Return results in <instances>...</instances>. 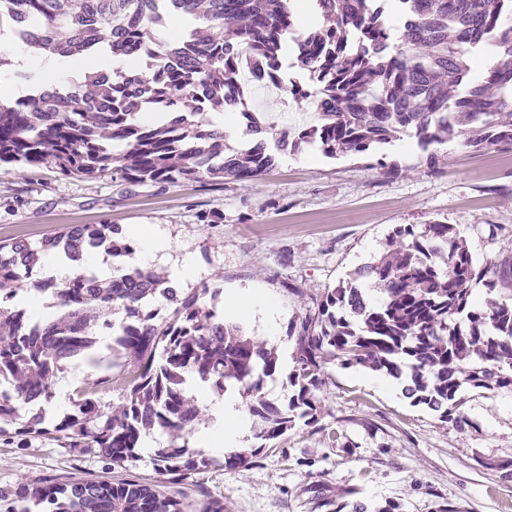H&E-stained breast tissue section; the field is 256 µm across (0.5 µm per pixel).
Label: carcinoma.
<instances>
[{
	"mask_svg": "<svg viewBox=\"0 0 512 512\" xmlns=\"http://www.w3.org/2000/svg\"><path fill=\"white\" fill-rule=\"evenodd\" d=\"M323 22L298 40L299 55L318 85L311 93L288 82L280 59L296 34L293 0H0V41L70 58L104 52L125 63L91 71L52 92L0 105V164L53 165L62 175L104 174L130 184L171 185L233 179L247 182L275 164L261 139L247 149L227 142L224 128L181 115L155 127L141 113L160 105L193 103L196 109L245 107L238 74L239 48L251 51L257 79L275 83L300 102L316 98L320 123L282 133L277 148L297 151L318 144L334 156L365 153L408 129L425 149L463 139L480 150L512 145V67H484L471 77L467 55L492 49L512 59V0H316ZM393 15L403 27L394 46ZM167 38L149 43L150 31ZM355 32L357 47L348 41ZM153 69L144 78L138 65ZM123 150L114 149V144ZM103 251L117 275L99 279L81 266ZM132 241L115 224H71L34 244L24 237L0 240V422L15 420L17 405L49 404L53 379L69 362H93L102 345L123 359L126 388L120 412L106 418L91 398L106 376L78 390L73 411L53 428L43 411L20 423L15 435L61 433L73 448L93 447L112 466L128 469L143 432L155 427L176 440L195 433L202 409L190 390L206 384L222 395L238 384L253 420L256 448L235 451L224 467L243 468L256 451L294 428L316 421L321 366L337 360L395 378L405 393L463 430V386L512 392V304L486 301L476 308L471 284L502 282L512 288V258L493 271L477 267L451 224L399 226L383 254L327 290L317 311L291 326L296 332L292 394L281 404L267 399L265 379L280 372L275 348L246 325L216 310L218 292L182 294L164 275L129 267ZM61 254L78 266L71 277L45 275L43 257ZM383 297L372 302L362 280ZM31 283L49 294L58 316L37 320L8 304ZM211 294L210 301L204 296ZM174 305L170 320L157 322L150 303ZM123 314L116 322L112 316ZM157 470L175 480L206 463L187 445L160 448ZM5 512H187L160 485L128 477L118 482L19 484Z\"/></svg>",
	"mask_w": 512,
	"mask_h": 512,
	"instance_id": "obj_1",
	"label": "carcinoma"
}]
</instances>
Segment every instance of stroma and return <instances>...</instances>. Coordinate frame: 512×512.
I'll list each match as a JSON object with an SVG mask.
<instances>
[{"mask_svg":"<svg viewBox=\"0 0 512 512\" xmlns=\"http://www.w3.org/2000/svg\"><path fill=\"white\" fill-rule=\"evenodd\" d=\"M248 113L278 133L318 123L314 100L289 103L286 96L262 98L245 89ZM438 162L429 166L428 153ZM217 211L218 224L202 222ZM454 225L478 266L512 256V149L487 145L474 150L453 139L421 149L404 133L366 154L328 156L316 146L276 155L275 166L251 181L181 182L166 187L129 186L111 176L65 177L49 164L35 169L0 165V239L31 242L70 224H115L126 237L150 235L168 245L150 267L162 274L194 263L184 292L220 287L218 311L227 297L249 295L259 303L238 317L251 333L275 346L281 372L267 381V398H288L294 366L292 323L316 310V299L347 274L383 252L388 236L406 224ZM277 308L269 321L266 304ZM98 369L70 363L58 373L55 396L43 414L53 427L72 409L78 386L96 380ZM317 421L297 425L246 468L226 469L211 455L207 467L187 472L165 492L201 512L210 501L228 512H315L323 494L342 512H437L453 503L460 512H512V480L487 462L512 458V393L464 388L473 429L461 432L402 393L399 381L363 367L323 365ZM338 430L341 444L327 434ZM0 434V494L19 483L110 480L132 475L159 477L156 448H167V431L151 430L155 449H139L135 466L112 468L95 448H71L47 434L26 443Z\"/></svg>","mask_w":512,"mask_h":512,"instance_id":"35a3bbf8","label":"stroma"}]
</instances>
